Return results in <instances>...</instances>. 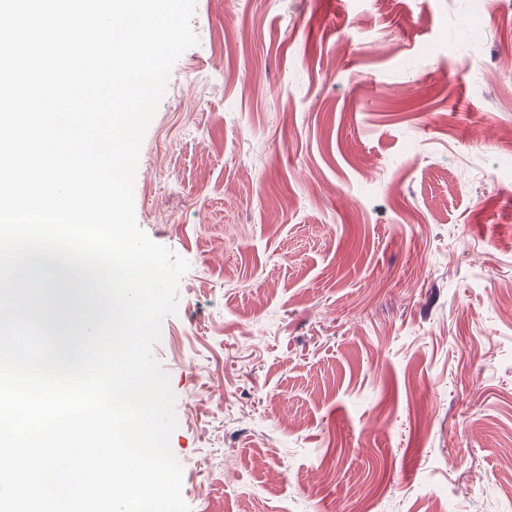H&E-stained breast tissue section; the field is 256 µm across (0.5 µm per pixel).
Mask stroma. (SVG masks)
Listing matches in <instances>:
<instances>
[{
	"label": "stroma",
	"mask_w": 512,
	"mask_h": 512,
	"mask_svg": "<svg viewBox=\"0 0 512 512\" xmlns=\"http://www.w3.org/2000/svg\"><path fill=\"white\" fill-rule=\"evenodd\" d=\"M138 225L190 512H512V0H196Z\"/></svg>",
	"instance_id": "35a3bbf8"
}]
</instances>
